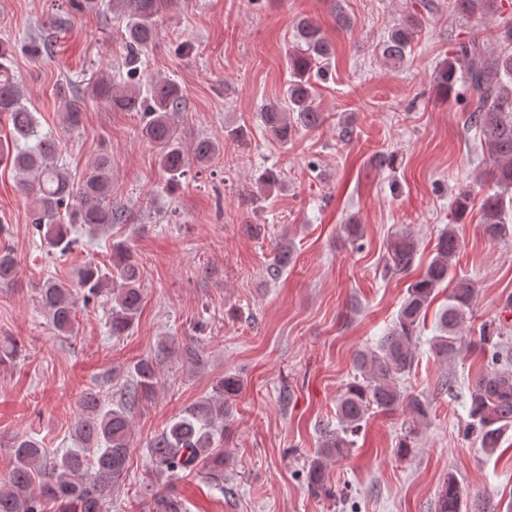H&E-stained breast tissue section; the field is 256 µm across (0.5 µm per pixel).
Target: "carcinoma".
<instances>
[{"instance_id": "1", "label": "carcinoma", "mask_w": 512, "mask_h": 512, "mask_svg": "<svg viewBox=\"0 0 512 512\" xmlns=\"http://www.w3.org/2000/svg\"><path fill=\"white\" fill-rule=\"evenodd\" d=\"M170 0H109L112 14L125 23L124 36L130 66L122 81L102 78L87 87V95L123 112H134L141 119L142 136L156 150L158 163L168 183L185 176L190 161L204 164L218 151L215 142L200 138L186 144L177 123L185 101L182 88L170 79H143L137 62L158 36L156 20ZM500 0H451L450 11L463 19L486 17L499 11ZM438 9L435 0H420L419 9L392 27L382 45L386 65L404 64L412 40L422 30L425 15ZM297 50L288 54L291 73L286 105L268 103L263 120L273 137L286 142L298 128H316L325 116L316 105L313 78L326 73L313 67L332 55V46L321 27L309 18L296 22ZM503 48L493 56L476 40L459 46L436 75L437 92L449 98L457 82H464L467 99L464 111L468 124L480 139L494 165L493 178L498 190L487 194L480 206V224L491 241L512 234V25L498 34ZM14 46L0 42V115L12 126L14 142L0 140V165L19 175V191L30 200L33 233L39 236L49 254L71 252L78 239L70 237V226L80 225L90 238L126 221L112 210V160L101 153L87 162L83 176L74 180L68 167L59 162V143L38 131L39 123L24 104L23 93L14 77ZM63 120L76 128L81 120L80 105L61 96ZM34 144L19 146V140ZM111 263L101 267L85 265L75 286L48 279L40 288V302L51 318L54 330L62 336L75 332L76 295L87 301L111 298L112 336L126 335L134 326L144 299L142 271L133 250L125 241L112 246ZM460 238L450 224L438 236L435 252L424 273L408 284L392 328L371 349L359 350L353 358L356 371L336 402V431L325 435L305 470L307 488L331 498L335 491L325 479L331 461L348 455L354 437L363 428L369 411L393 412L402 407L413 419L425 421L432 411L429 401L407 395L401 379L415 362L414 342L420 323L456 265ZM417 243L409 233L396 235L387 245L386 270L394 275L409 274L417 255ZM291 247L278 242L266 272L278 278L290 261ZM17 273L13 254L0 253V282H11ZM476 288L472 280L458 278L436 322V335L430 339L434 353L444 359L459 355L465 342L462 327L472 309ZM506 327L493 319L482 324L472 342L487 359L485 371L469 388L466 402L467 433L481 447L499 448L502 433L512 428V352L506 347ZM174 356L192 368L205 366L199 342L159 345L153 358H141L129 368L131 381L123 386L117 400L107 403L94 390L79 400L75 423L76 448L67 449L49 462L45 450L33 437L18 438L12 445L13 464L6 481L0 482V512H44L50 503L63 512H102L104 500L125 473L131 437V413L140 401L151 396L158 385L157 362ZM243 389L241 379L221 376L212 384V394L193 403L149 443L152 468L160 475L176 477L212 459L213 475L224 470V456L215 453L217 425L231 420L234 400ZM142 496L153 503L152 512H183L180 500L168 495L151 481L144 482ZM462 489L453 475L444 479L437 495L436 512H462Z\"/></svg>"}]
</instances>
